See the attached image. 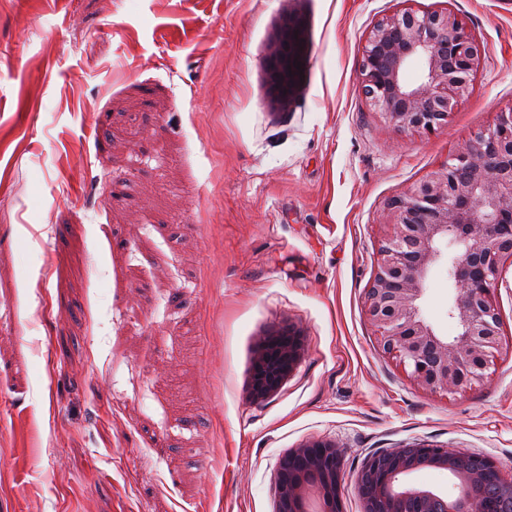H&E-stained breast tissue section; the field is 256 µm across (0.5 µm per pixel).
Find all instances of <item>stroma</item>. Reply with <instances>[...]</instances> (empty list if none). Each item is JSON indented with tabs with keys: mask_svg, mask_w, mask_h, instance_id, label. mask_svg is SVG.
Masks as SVG:
<instances>
[{
	"mask_svg": "<svg viewBox=\"0 0 512 512\" xmlns=\"http://www.w3.org/2000/svg\"><path fill=\"white\" fill-rule=\"evenodd\" d=\"M448 7L484 49L473 92L446 128L396 130L360 86L367 34ZM289 11L310 60L276 110ZM511 102L512 0H0V512H273L280 459L321 439L343 512L381 451L512 469V265L503 350L462 395L419 387L364 314L387 202ZM454 294L435 271L445 335ZM286 321L303 357L252 401ZM294 31H298L294 38ZM310 60L304 21L300 15L286 14L268 45L265 71L269 86L268 103L278 110L288 108L301 87ZM301 62V70L296 69ZM291 66V70H288ZM304 347L303 334L294 325L281 324L264 333L253 356L249 398L262 401L273 396L297 368Z\"/></svg>",
	"mask_w": 512,
	"mask_h": 512,
	"instance_id": "35a3bbf8",
	"label": "stroma"
}]
</instances>
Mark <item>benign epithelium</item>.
<instances>
[{"mask_svg": "<svg viewBox=\"0 0 512 512\" xmlns=\"http://www.w3.org/2000/svg\"><path fill=\"white\" fill-rule=\"evenodd\" d=\"M309 60L304 21L289 13L265 55L270 107L288 108ZM481 64L480 42L454 10L405 9L370 30L360 80L389 126L431 133L448 126L471 94ZM386 220L390 232L379 248L364 305L379 348L427 391L457 395L476 389L502 345L494 290L512 263V102L493 124L461 143L446 164L393 197ZM444 265L455 287L448 304V319L456 326L451 337L439 334L421 314L426 282ZM303 353V334L295 326L281 324L264 333L253 356L249 398L273 396ZM419 448L368 459L357 484L363 512H490L485 487H512V474L499 466L482 468L475 454L433 448L424 455ZM341 461L333 440L289 451L277 467L274 512H343ZM423 468L448 471L459 494L448 498L400 483Z\"/></svg>", "mask_w": 512, "mask_h": 512, "instance_id": "7a95c632", "label": "benign epithelium"}]
</instances>
